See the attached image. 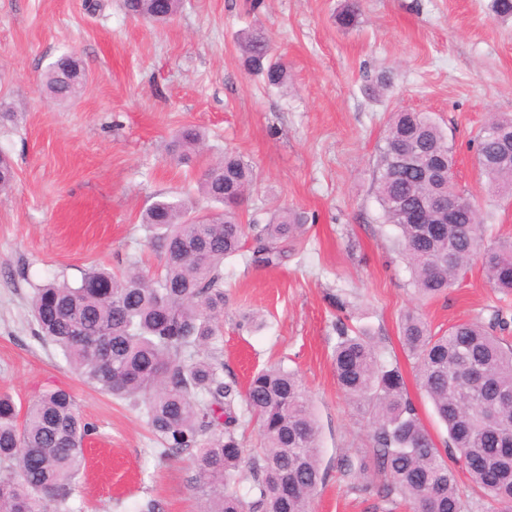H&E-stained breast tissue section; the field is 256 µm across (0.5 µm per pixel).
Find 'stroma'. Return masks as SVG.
<instances>
[{"instance_id": "35a3bbf8", "label": "stroma", "mask_w": 512, "mask_h": 512, "mask_svg": "<svg viewBox=\"0 0 512 512\" xmlns=\"http://www.w3.org/2000/svg\"><path fill=\"white\" fill-rule=\"evenodd\" d=\"M344 0H183L160 25L127 15L123 0H0V150L15 181L0 194V392L16 404L62 387L97 431L89 440L75 512H203L188 456L160 460L137 409L86 386L34 334L30 299L48 278L79 279L129 260L158 267L143 211L180 196L224 152L249 159L257 180L245 224L278 209L310 216L301 244L280 266L224 267L227 302L217 347L224 375L246 384L283 366L306 387L319 426L324 481L310 512H408L379 493L374 472L341 475V460L368 453L369 421L337 384L334 324L367 326L398 363L424 424L447 438L399 341L403 314L433 331L501 315L512 343V295L472 263L447 296L419 300L373 194L390 113L430 115L447 132L455 184L477 206L489 240L512 239V196L496 195L476 162L475 137L512 115V17L492 0H360L356 27L338 25ZM258 28L288 64L287 89L241 65L237 37ZM66 52L88 72L71 105L50 99L43 74ZM205 135L202 153L177 163L181 127Z\"/></svg>"}]
</instances>
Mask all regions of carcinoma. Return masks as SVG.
<instances>
[{
  "label": "carcinoma",
  "mask_w": 512,
  "mask_h": 512,
  "mask_svg": "<svg viewBox=\"0 0 512 512\" xmlns=\"http://www.w3.org/2000/svg\"><path fill=\"white\" fill-rule=\"evenodd\" d=\"M124 0L128 12L167 23L181 0ZM358 0L338 15L340 26L358 23ZM244 66L270 86H288V67L272 58L260 31L243 37ZM86 71L73 53L62 54L44 76L57 101L75 99ZM200 129L176 134L173 152L187 156L202 143ZM402 142L431 160L451 155L448 137L429 116L395 112L377 162L374 193L382 219L398 230V247L412 273L414 291L445 294L478 259L491 287L512 292V243H487L476 208L467 204L454 220L410 224L407 213L439 191L441 182L422 169L396 164ZM477 163L499 188L512 191V117L490 120L476 137ZM256 173L242 156L224 153L209 163L192 198H161L143 213L151 246L163 263L153 272L138 262L115 273L92 267L73 282L52 278L35 288L36 337L58 349L89 387L142 406L161 443L163 460L191 456L203 512H309L323 475L319 427L302 380L282 367L252 376L245 389L224 379L215 354L224 318V261L248 255L278 266L301 243L308 217L281 211L266 224H244L239 207ZM10 157L0 151V193L12 188ZM399 335L414 360L420 387L448 430L440 445L422 423L398 364L387 360L366 327L336 321L332 360L346 396L370 417V451L385 477L381 491L396 494L412 512H464L458 490L463 472L491 501L512 512V345L481 321L432 332L407 313ZM481 377L474 378V370ZM251 417L262 446L246 457L237 429ZM94 426L62 388L47 390L25 409L0 393V512H72L71 500L85 466L84 445ZM250 485L240 489L243 465Z\"/></svg>",
  "instance_id": "obj_1"
}]
</instances>
